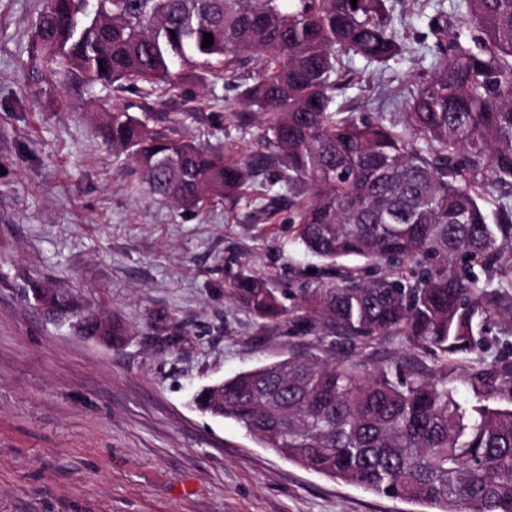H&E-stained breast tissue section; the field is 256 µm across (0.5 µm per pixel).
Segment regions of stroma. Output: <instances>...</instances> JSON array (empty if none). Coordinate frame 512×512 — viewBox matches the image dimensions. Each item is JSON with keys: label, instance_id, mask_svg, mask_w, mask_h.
Listing matches in <instances>:
<instances>
[{"label": "stroma", "instance_id": "1", "mask_svg": "<svg viewBox=\"0 0 512 512\" xmlns=\"http://www.w3.org/2000/svg\"><path fill=\"white\" fill-rule=\"evenodd\" d=\"M451 2L392 0L410 52L390 69L354 59L353 105L403 111L430 67L417 41ZM44 7L0 0V512H427L292 463L194 407L203 386L310 348L372 368L437 362L397 339L299 336L230 295L240 272L318 286L324 263L294 244L287 211L259 221L233 197L186 209L145 194L115 162L87 93L48 91L28 67ZM235 98L212 68L189 67L174 96L141 83L112 102L166 115L233 158L263 133L258 117L236 116ZM34 285L112 320L123 340L101 345L52 322ZM483 336L484 349L448 365L466 407L479 401L477 367L493 402L512 392V319L485 320Z\"/></svg>", "mask_w": 512, "mask_h": 512}]
</instances>
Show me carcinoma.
I'll use <instances>...</instances> for the list:
<instances>
[{"label": "carcinoma", "instance_id": "1", "mask_svg": "<svg viewBox=\"0 0 512 512\" xmlns=\"http://www.w3.org/2000/svg\"><path fill=\"white\" fill-rule=\"evenodd\" d=\"M389 0H46L30 43L49 89L176 90L191 65L238 84L243 112L265 133L241 159L176 139L151 117L112 108L101 133L159 201L195 206L233 196L258 210L288 202L294 243L325 262L332 281L301 288L289 307L267 281L240 274L229 288L262 318L286 317L302 336L400 337L443 361L437 369L371 370L293 352L194 396L261 445L317 473L434 512H512V406H462L448 362L482 344L477 324L512 315V293L474 272L512 268V205L495 223L483 189H512V0H465L429 22L430 73L400 116L369 117L336 103L355 85L339 58L400 59ZM213 37L202 47L204 34ZM105 71H100V68ZM275 180L255 192V172ZM360 260L393 273L367 278ZM62 315L100 318L55 299Z\"/></svg>", "mask_w": 512, "mask_h": 512}]
</instances>
